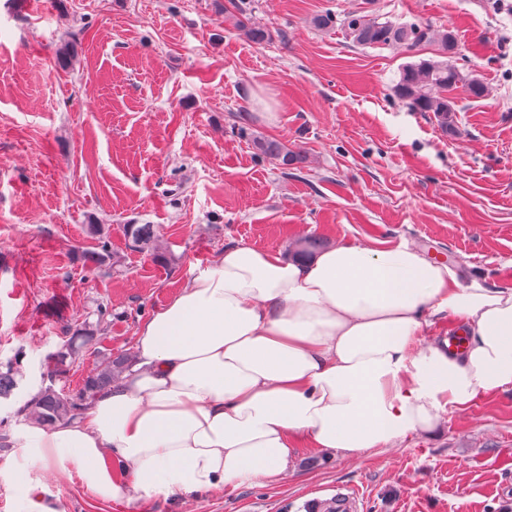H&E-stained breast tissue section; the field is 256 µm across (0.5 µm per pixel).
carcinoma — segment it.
<instances>
[{
    "instance_id": "cac0c4a2",
    "label": "carcinoma",
    "mask_w": 512,
    "mask_h": 512,
    "mask_svg": "<svg viewBox=\"0 0 512 512\" xmlns=\"http://www.w3.org/2000/svg\"><path fill=\"white\" fill-rule=\"evenodd\" d=\"M319 29L340 26L347 39L353 44L365 47L388 46L412 50L423 43L437 46V54L429 59L403 65L393 86L397 98L407 102L418 112H430L443 132L455 131V100L460 95L482 99L490 94L489 87L477 73H462L453 63L457 53L455 34L449 29H433L418 24H398L381 16L362 10L337 15L325 11L313 18ZM259 151L279 162L286 169L296 164L299 154L273 140L257 141ZM127 237L134 247L152 253L155 259L169 262L171 257L163 251L156 225L129 224ZM90 337L75 333L49 357L53 372L62 373L67 361L87 347ZM127 359L118 357L108 361L96 374L85 379L82 388L75 395H66L51 387L41 390L24 407L36 423L52 426L65 418L82 413L88 400L98 390L112 384L123 369ZM16 387L14 367L5 366L0 370V397H8Z\"/></svg>"
}]
</instances>
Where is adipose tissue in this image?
<instances>
[{
  "mask_svg": "<svg viewBox=\"0 0 512 512\" xmlns=\"http://www.w3.org/2000/svg\"><path fill=\"white\" fill-rule=\"evenodd\" d=\"M448 341L416 347L429 320ZM136 361L89 410L28 444L103 500L201 495L434 430L512 389V288L462 287L407 243L308 261L227 245L138 328Z\"/></svg>",
  "mask_w": 512,
  "mask_h": 512,
  "instance_id": "ef3b65f1",
  "label": "adipose tissue"
}]
</instances>
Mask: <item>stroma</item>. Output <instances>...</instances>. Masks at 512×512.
Returning a JSON list of instances; mask_svg holds the SVG:
<instances>
[{
    "label": "stroma",
    "instance_id": "obj_1",
    "mask_svg": "<svg viewBox=\"0 0 512 512\" xmlns=\"http://www.w3.org/2000/svg\"><path fill=\"white\" fill-rule=\"evenodd\" d=\"M368 1L453 30L456 65L490 86L458 98L455 134L393 93L435 46L356 47L310 24ZM225 3L0 0V363L20 373L0 398V512H304L339 489L359 491L357 512H512L511 389L395 447L301 448L280 481L197 497L104 501L27 448V401L134 357L141 322L232 243L405 241L464 281L512 288V0H245L238 19ZM259 139L302 158L282 169ZM128 224L159 225L173 262L132 250ZM103 245L117 267L81 261ZM85 327L92 348L51 376L50 354Z\"/></svg>",
    "mask_w": 512,
    "mask_h": 512
}]
</instances>
